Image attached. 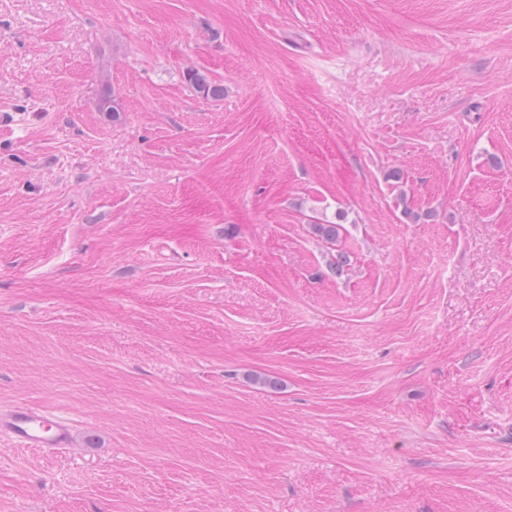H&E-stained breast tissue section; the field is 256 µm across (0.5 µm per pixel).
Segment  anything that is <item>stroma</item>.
Listing matches in <instances>:
<instances>
[{
  "instance_id": "stroma-1",
  "label": "stroma",
  "mask_w": 512,
  "mask_h": 512,
  "mask_svg": "<svg viewBox=\"0 0 512 512\" xmlns=\"http://www.w3.org/2000/svg\"><path fill=\"white\" fill-rule=\"evenodd\" d=\"M1 113L0 512H512V0H0ZM187 81L199 94L207 98H218L224 96V86L212 80L207 74L198 70H192L187 74ZM0 433L7 434L20 447L46 453L74 449L75 429L71 419L26 402L0 409Z\"/></svg>"
}]
</instances>
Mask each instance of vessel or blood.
<instances>
[{"instance_id": "obj_1", "label": "vessel or blood", "mask_w": 512, "mask_h": 512, "mask_svg": "<svg viewBox=\"0 0 512 512\" xmlns=\"http://www.w3.org/2000/svg\"><path fill=\"white\" fill-rule=\"evenodd\" d=\"M0 433L20 447L51 454L72 450L75 441L71 419L26 402L0 409Z\"/></svg>"}]
</instances>
